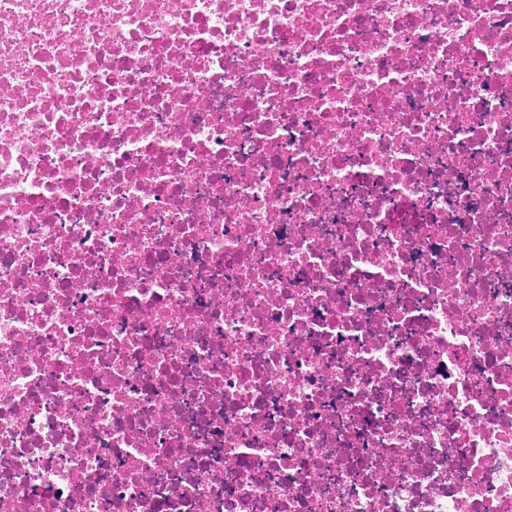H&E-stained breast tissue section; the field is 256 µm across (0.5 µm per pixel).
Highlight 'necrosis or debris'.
Returning a JSON list of instances; mask_svg holds the SVG:
<instances>
[{
    "label": "necrosis or debris",
    "instance_id": "obj_1",
    "mask_svg": "<svg viewBox=\"0 0 512 512\" xmlns=\"http://www.w3.org/2000/svg\"><path fill=\"white\" fill-rule=\"evenodd\" d=\"M0 512H512V0H0Z\"/></svg>",
    "mask_w": 512,
    "mask_h": 512
}]
</instances>
